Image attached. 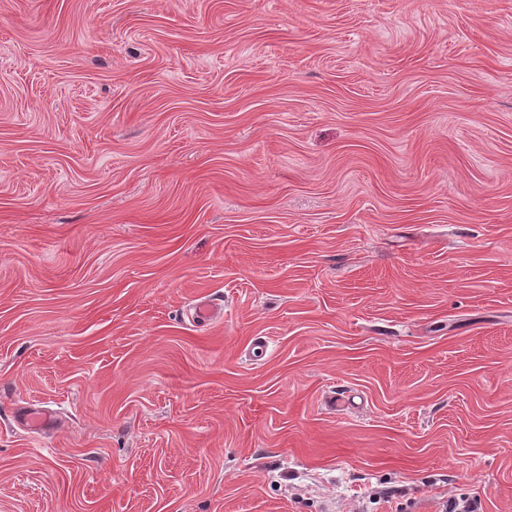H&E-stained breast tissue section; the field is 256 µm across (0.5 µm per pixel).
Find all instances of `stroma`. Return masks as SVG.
<instances>
[{
  "label": "stroma",
  "instance_id": "35a3bbf8",
  "mask_svg": "<svg viewBox=\"0 0 512 512\" xmlns=\"http://www.w3.org/2000/svg\"><path fill=\"white\" fill-rule=\"evenodd\" d=\"M458 504L512 512V0H0V512Z\"/></svg>",
  "mask_w": 512,
  "mask_h": 512
}]
</instances>
